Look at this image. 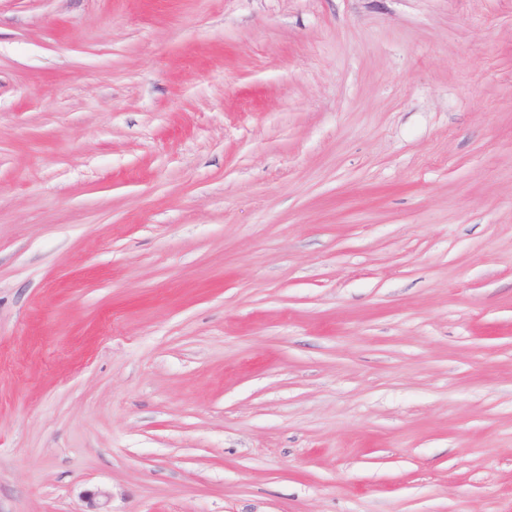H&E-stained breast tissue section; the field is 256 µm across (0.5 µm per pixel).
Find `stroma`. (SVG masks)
<instances>
[{"label":"stroma","instance_id":"1","mask_svg":"<svg viewBox=\"0 0 512 512\" xmlns=\"http://www.w3.org/2000/svg\"><path fill=\"white\" fill-rule=\"evenodd\" d=\"M512 512V0H0V512Z\"/></svg>","mask_w":512,"mask_h":512}]
</instances>
